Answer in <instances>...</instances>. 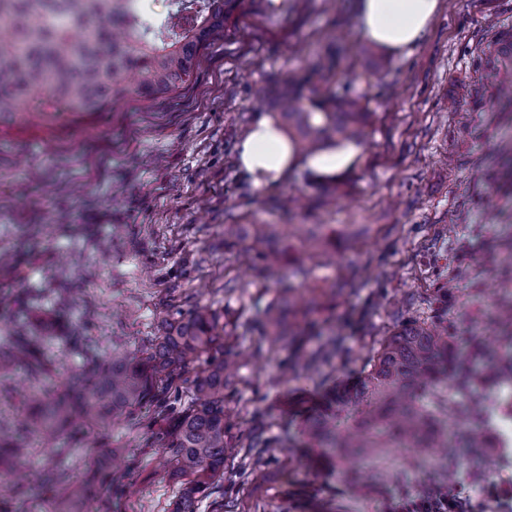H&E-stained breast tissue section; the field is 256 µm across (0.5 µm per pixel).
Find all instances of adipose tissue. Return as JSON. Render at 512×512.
Segmentation results:
<instances>
[{
    "mask_svg": "<svg viewBox=\"0 0 512 512\" xmlns=\"http://www.w3.org/2000/svg\"><path fill=\"white\" fill-rule=\"evenodd\" d=\"M439 8V0H355L354 11L362 35L386 52L399 56L424 37ZM239 169L257 187L285 178L305 167L321 176L341 174L354 166L361 145L343 142L303 156L272 120L261 116L250 125L237 147Z\"/></svg>",
    "mask_w": 512,
    "mask_h": 512,
    "instance_id": "adipose-tissue-1",
    "label": "adipose tissue"
}]
</instances>
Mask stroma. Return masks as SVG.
<instances>
[{
  "mask_svg": "<svg viewBox=\"0 0 512 512\" xmlns=\"http://www.w3.org/2000/svg\"><path fill=\"white\" fill-rule=\"evenodd\" d=\"M354 0H299L271 25L252 0L228 19L226 39L205 54L194 80L176 94L118 104L110 112L0 116V293L20 303L0 309V342L16 324L51 321L53 287L76 288L65 312L103 349L139 351L157 331L155 314L170 304L206 305L238 322L227 356L237 362L227 397L238 417L234 441L253 425L274 442L257 478L214 493L197 512L245 501L249 512H393L415 498L430 474L404 472L400 452L384 461L397 473L382 491L351 492L343 464L316 460L299 444V426L330 385L356 378L374 343L395 324L448 314L457 336H485L489 316L512 297V169L500 148L512 137V112L489 100L505 77L480 49L512 39V0H440L423 40L404 56L373 64ZM344 49L334 84L353 82L376 114L375 132L349 171L348 194L286 212L270 203L312 194L305 169L259 189L237 166L236 146L253 120L274 116L292 73L313 67L328 48ZM479 85L476 100L464 86ZM228 224H280L289 259L306 257L312 274L303 293L349 273L351 291L326 300L308 318L289 320L295 345L252 358L261 344L246 323L278 296L275 280L257 279L244 258L251 240L228 241ZM335 231L325 252L309 241L312 225ZM111 247L101 259V247ZM337 334L329 363L291 373L296 349L312 351ZM160 423L89 429L63 442L55 467L93 479L109 465V448L125 447L130 491L95 498L86 512H167L174 484L159 467ZM489 432L483 463L461 460L456 493L468 512H512V457Z\"/></svg>",
  "mask_w": 512,
  "mask_h": 512,
  "instance_id": "stroma-1",
  "label": "stroma"
}]
</instances>
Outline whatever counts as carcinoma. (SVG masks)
Listing matches in <instances>:
<instances>
[{
	"mask_svg": "<svg viewBox=\"0 0 512 512\" xmlns=\"http://www.w3.org/2000/svg\"><path fill=\"white\" fill-rule=\"evenodd\" d=\"M167 18L156 21L140 0H0V112H110L119 100L152 99L191 83L203 56L225 33V21L240 0H171ZM374 113L365 95L349 86H325L312 97L302 80L288 82L280 117L297 148L314 152L342 141H360L371 133ZM251 238L266 248L265 276L270 270L305 282L311 270L303 262L286 269L279 262L284 230L279 224H226L224 238ZM294 288L284 283L279 298L251 322L272 350L288 342L286 314L294 313ZM162 332L147 338L144 354L133 358L114 347L104 354L100 342L72 327L52 338L23 327L0 346V377L21 369L33 380L47 378L55 364L45 349L51 340L84 354L79 387L55 396L39 388L26 395L22 432L0 425V498L16 493L21 481L8 468L38 440L42 453L59 454L64 431L94 425L109 429L115 420L141 423L142 412L169 420L159 434L168 449L164 474L177 484L169 512H196L197 503L225 483L246 482L252 472L224 476L227 462L242 449L229 436L225 391L233 374L224 361V337L236 325L218 312L196 307L186 314L164 312ZM498 337L505 353L494 356L485 340L470 336L460 346L448 327L410 320L384 337L359 380L331 394L303 428L311 448L339 460L358 459L377 467V482L393 473L380 467L392 448L420 455L441 467L442 487L450 491L456 465L468 456L479 460L495 403L481 399L512 378V305H504ZM338 337L297 358L309 369L340 349ZM191 381L192 398L181 404L179 383L198 364ZM246 447L255 458L273 447L264 429L253 430ZM39 484L51 494L54 512H82L92 493L85 479L55 468L44 470Z\"/></svg>",
	"mask_w": 512,
	"mask_h": 512,
	"instance_id": "1",
	"label": "carcinoma"
}]
</instances>
